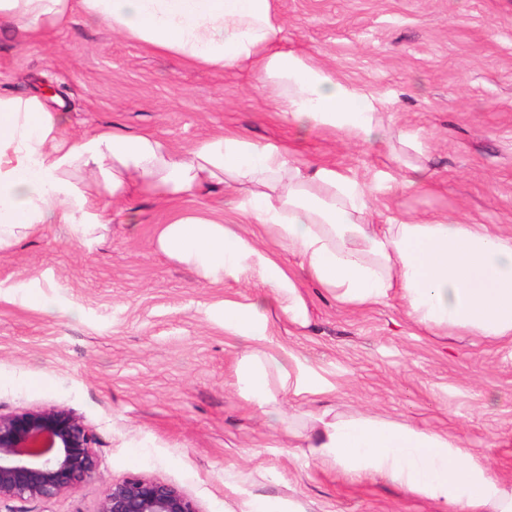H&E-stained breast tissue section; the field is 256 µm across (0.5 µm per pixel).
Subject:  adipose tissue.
Listing matches in <instances>:
<instances>
[{
    "label": "adipose tissue",
    "mask_w": 512,
    "mask_h": 512,
    "mask_svg": "<svg viewBox=\"0 0 512 512\" xmlns=\"http://www.w3.org/2000/svg\"><path fill=\"white\" fill-rule=\"evenodd\" d=\"M183 63L221 72L250 65L280 89L283 117L346 136L393 140L374 96L280 50L271 0H0V23L39 37L74 15ZM224 187L230 206L298 258L283 268L236 225L187 214L161 225L156 246L215 280L258 272L281 316L301 326L306 279L339 304L365 308L398 297L409 319L448 336L512 340V238L485 224L372 221L365 185L336 169L303 168L285 146L225 134L179 151L150 133L109 129L75 139L64 113L36 95L0 93V250L59 224L84 238L110 223L112 201L149 193L173 202ZM224 330L244 343L245 398L313 459L369 472L436 504V512H512V488L474 465L458 437L329 406L293 425L279 395L320 394L274 341L256 304L224 302Z\"/></svg>",
    "instance_id": "1"
}]
</instances>
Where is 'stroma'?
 <instances>
[{
  "instance_id": "obj_1",
  "label": "stroma",
  "mask_w": 512,
  "mask_h": 512,
  "mask_svg": "<svg viewBox=\"0 0 512 512\" xmlns=\"http://www.w3.org/2000/svg\"><path fill=\"white\" fill-rule=\"evenodd\" d=\"M282 50L373 95L394 147L291 124L275 87L246 67L215 72L74 17L39 38L0 29V92L59 86L68 131L150 132L185 150L232 132L288 145L307 167L374 183L373 221L448 217L512 236V0H273ZM419 177L432 189L403 186ZM216 189L172 203L138 194L92 239L56 224L0 250V410L60 406L97 435L101 476L19 512H95L106 487L143 474L199 512H436L428 499L288 447L238 388L241 342L225 299L259 301L276 342L332 385L326 402L462 438L512 486V342L437 336L397 300L362 309L301 282L308 322L275 319L257 275L212 283L159 252L182 211L239 223ZM52 299V308L35 303Z\"/></svg>"
}]
</instances>
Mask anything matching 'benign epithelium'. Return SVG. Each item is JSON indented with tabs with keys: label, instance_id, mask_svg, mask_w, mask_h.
Masks as SVG:
<instances>
[{
	"label": "benign epithelium",
	"instance_id": "1",
	"mask_svg": "<svg viewBox=\"0 0 512 512\" xmlns=\"http://www.w3.org/2000/svg\"><path fill=\"white\" fill-rule=\"evenodd\" d=\"M97 436L84 419L61 407L0 412V507L50 503L100 476ZM96 512H198L176 486L143 475L113 482Z\"/></svg>",
	"mask_w": 512,
	"mask_h": 512
}]
</instances>
